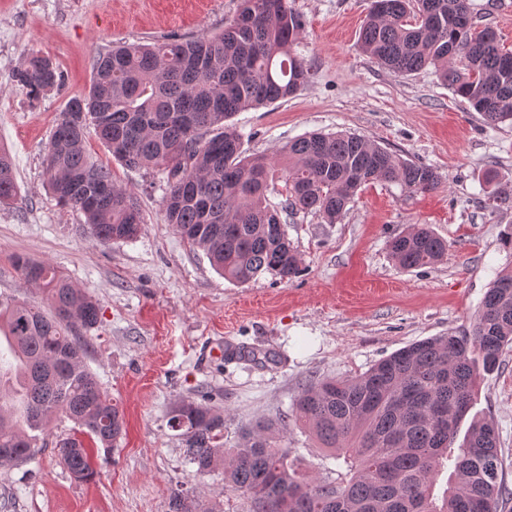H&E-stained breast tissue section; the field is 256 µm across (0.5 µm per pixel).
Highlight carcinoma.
<instances>
[{
	"label": "carcinoma",
	"mask_w": 512,
	"mask_h": 512,
	"mask_svg": "<svg viewBox=\"0 0 512 512\" xmlns=\"http://www.w3.org/2000/svg\"><path fill=\"white\" fill-rule=\"evenodd\" d=\"M302 31L288 0H240L224 30L191 39L126 44L92 61L90 89L71 98L46 147L50 189L58 203L81 211L101 244L137 237L143 224L136 197L85 150L94 128L112 157L129 169L164 175L166 223L203 249L225 279L244 284L263 273L300 276V258L281 213L313 212L339 223L359 188L382 181L411 192L439 187L430 167L408 162L354 133L314 132L289 142L273 160L246 156L229 120L237 113L294 96L310 81L293 53ZM358 45L401 75L432 67L454 95L493 125L512 123V50L496 32L476 33L470 0H373ZM33 102L63 81L44 56L32 54L13 72ZM284 183L286 201L268 200ZM111 199L95 204V186ZM18 195L14 163L0 149V203ZM404 270L432 267L447 243L426 227L389 241ZM23 278L42 286L48 308L0 302V335L15 382L0 366V468L38 450L51 422L63 415L77 433L55 442L59 463L77 481L95 476L86 441L114 447L124 422L112 397L86 367L77 336L100 323L96 300L55 267L15 258ZM512 342V270L484 295L471 329L412 343L352 379L305 386L295 419L321 447L344 461L334 481L307 477L282 444L288 416L259 419L227 447L224 410L187 400L169 427L179 432L199 474L224 468V484L247 495L252 512H497L501 492L499 436L489 420L471 423L453 447L478 382L475 358L492 371ZM450 471L439 496L435 486ZM170 512H216L184 491Z\"/></svg>",
	"instance_id": "obj_1"
}]
</instances>
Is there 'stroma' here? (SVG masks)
<instances>
[{
    "label": "stroma",
    "mask_w": 512,
    "mask_h": 512,
    "mask_svg": "<svg viewBox=\"0 0 512 512\" xmlns=\"http://www.w3.org/2000/svg\"><path fill=\"white\" fill-rule=\"evenodd\" d=\"M301 17L295 47L311 70L294 97L236 114L246 153L277 157L304 134L349 131L398 157L429 166L440 186L411 193L374 181L362 186L341 223L312 213L286 216L302 273L285 282L264 273L236 284L166 224L161 174L130 170L88 133L86 150L137 197L144 224L132 240L109 244L89 234L84 215L57 203L44 152L68 100L87 92L93 57L118 42L150 43L220 32L238 0H0V146L9 150L19 196L0 204V300L45 305L15 257L58 267L100 305L84 333L85 364L117 403L125 432L115 448L93 450L96 476L74 480L43 448L0 468V512H169L179 487L249 512L223 469L199 476L168 426L184 400L211 397L224 410V434L260 417L290 414L302 388L352 378L406 345L469 329L490 283L512 268L501 242L512 226V199L485 208L486 171L512 188V126H491L427 69L403 76L381 68L357 43L371 0H288ZM472 21L512 49V0H471ZM57 63L63 87L30 103L14 69L29 55ZM424 224L448 243L444 260L406 271L389 241ZM242 358L209 357L224 340ZM473 413L490 419L503 459L498 512H512V346L482 373ZM283 443L312 478L335 477L341 462L298 427Z\"/></svg>",
    "instance_id": "1"
}]
</instances>
